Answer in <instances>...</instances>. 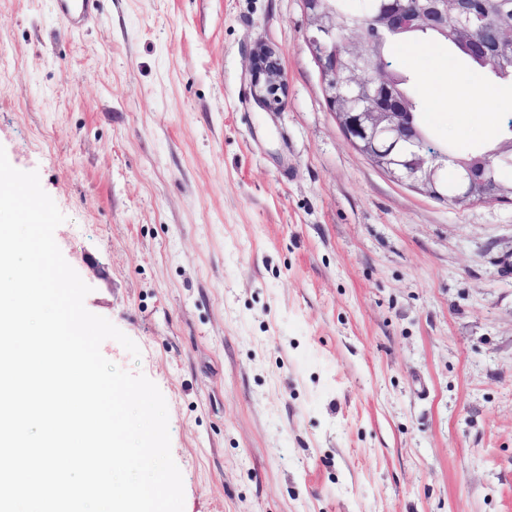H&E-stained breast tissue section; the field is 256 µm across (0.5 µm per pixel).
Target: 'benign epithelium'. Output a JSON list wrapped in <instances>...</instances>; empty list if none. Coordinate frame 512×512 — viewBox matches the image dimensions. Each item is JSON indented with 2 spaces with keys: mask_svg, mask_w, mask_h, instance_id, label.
Segmentation results:
<instances>
[{
  "mask_svg": "<svg viewBox=\"0 0 512 512\" xmlns=\"http://www.w3.org/2000/svg\"><path fill=\"white\" fill-rule=\"evenodd\" d=\"M310 35L307 47L316 60L325 101L350 144L374 166L399 182L457 206L473 202L512 201V183L495 177L492 159L474 165L461 164L459 184L453 194L443 174L448 157L420 149L422 135L397 87L396 74L379 64H360L370 50L397 32L408 29L448 27L468 43L473 55L493 56L505 69H512V23L477 30L478 0H386V8L372 23V37L360 41L350 34L336 39L342 17L333 0H302ZM254 96L263 108L276 112L283 103L287 85L275 52L256 51L251 59Z\"/></svg>",
  "mask_w": 512,
  "mask_h": 512,
  "instance_id": "benign-epithelium-1",
  "label": "benign epithelium"
}]
</instances>
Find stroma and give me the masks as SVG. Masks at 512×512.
<instances>
[{
    "instance_id": "obj_1",
    "label": "stroma",
    "mask_w": 512,
    "mask_h": 512,
    "mask_svg": "<svg viewBox=\"0 0 512 512\" xmlns=\"http://www.w3.org/2000/svg\"><path fill=\"white\" fill-rule=\"evenodd\" d=\"M308 34L302 0H101L73 33L54 0H0V147L65 215L86 308L141 352L103 356L164 395L184 512H512V203L373 166ZM391 61L433 140L507 133L511 82L419 35ZM250 69L256 101L271 112L278 111L286 95L287 85L275 52L266 48L256 51Z\"/></svg>"
}]
</instances>
